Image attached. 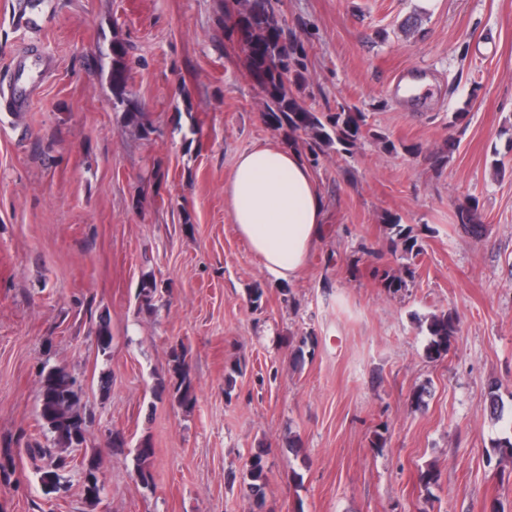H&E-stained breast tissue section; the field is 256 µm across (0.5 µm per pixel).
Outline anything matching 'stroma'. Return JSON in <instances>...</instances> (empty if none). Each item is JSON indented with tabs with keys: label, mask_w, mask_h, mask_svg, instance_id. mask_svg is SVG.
I'll return each mask as SVG.
<instances>
[{
	"label": "stroma",
	"mask_w": 512,
	"mask_h": 512,
	"mask_svg": "<svg viewBox=\"0 0 512 512\" xmlns=\"http://www.w3.org/2000/svg\"><path fill=\"white\" fill-rule=\"evenodd\" d=\"M13 2L0 0V81L30 43L56 70L28 112H0V454L14 460L0 512H257L227 475L258 447L268 512H512V458L487 460L505 434L488 416L491 388L512 411V0H281L283 27L308 54L295 95L318 112L352 107L371 131L314 166L327 224L289 282L266 272L224 204L238 156L284 140L224 36L227 0H42L26 18ZM115 39L128 49L122 104L112 58L98 53ZM407 69L421 72L424 98L393 94ZM129 112L149 113L150 137ZM472 198L478 236L458 217ZM389 214L413 227L419 255L392 253ZM405 263L415 278L397 292L370 273ZM145 273L170 286L150 315L136 301ZM448 311L459 330L429 360L418 320ZM307 334L314 352L298 367ZM177 343L194 376L188 412L153 393ZM46 364L77 379L95 415L97 505L75 467L45 494L27 451L43 436ZM145 438L150 489L134 473ZM429 464L441 476L427 492L418 473Z\"/></svg>",
	"instance_id": "1"
}]
</instances>
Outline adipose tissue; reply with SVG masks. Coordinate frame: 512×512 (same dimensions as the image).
Listing matches in <instances>:
<instances>
[{
  "mask_svg": "<svg viewBox=\"0 0 512 512\" xmlns=\"http://www.w3.org/2000/svg\"><path fill=\"white\" fill-rule=\"evenodd\" d=\"M224 196L237 232L279 280L295 278L320 239L325 205L303 155L270 142L239 155Z\"/></svg>",
  "mask_w": 512,
  "mask_h": 512,
  "instance_id": "1",
  "label": "adipose tissue"
}]
</instances>
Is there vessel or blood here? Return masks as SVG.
<instances>
[{
  "label": "vessel or blood",
  "instance_id": "1",
  "mask_svg": "<svg viewBox=\"0 0 512 512\" xmlns=\"http://www.w3.org/2000/svg\"><path fill=\"white\" fill-rule=\"evenodd\" d=\"M54 68L53 56L37 46L16 56L11 77L0 91V112L28 111Z\"/></svg>",
  "mask_w": 512,
  "mask_h": 512
}]
</instances>
